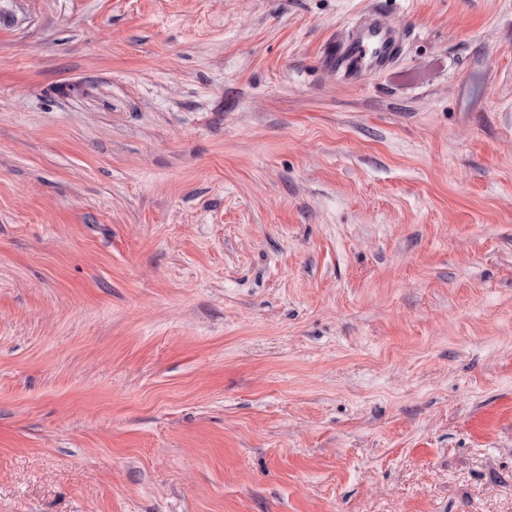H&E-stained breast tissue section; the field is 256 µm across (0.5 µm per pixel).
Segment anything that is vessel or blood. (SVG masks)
Segmentation results:
<instances>
[{"mask_svg":"<svg viewBox=\"0 0 512 512\" xmlns=\"http://www.w3.org/2000/svg\"><path fill=\"white\" fill-rule=\"evenodd\" d=\"M402 41L401 29L374 6L352 34L337 43L328 62L346 79L354 81L390 69L400 52Z\"/></svg>","mask_w":512,"mask_h":512,"instance_id":"vessel-or-blood-1","label":"vessel or blood"}]
</instances>
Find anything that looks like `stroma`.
<instances>
[{
    "label": "stroma",
    "mask_w": 512,
    "mask_h": 512,
    "mask_svg": "<svg viewBox=\"0 0 512 512\" xmlns=\"http://www.w3.org/2000/svg\"><path fill=\"white\" fill-rule=\"evenodd\" d=\"M0 0V512H512V0ZM374 1L351 35L336 43L328 64L354 81L390 69L399 55L403 32L384 16Z\"/></svg>",
    "instance_id": "1"
}]
</instances>
